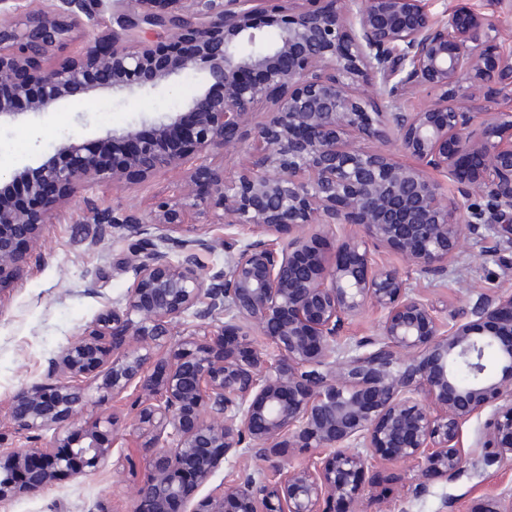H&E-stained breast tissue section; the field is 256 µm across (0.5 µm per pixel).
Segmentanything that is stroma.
Segmentation results:
<instances>
[{"mask_svg": "<svg viewBox=\"0 0 512 512\" xmlns=\"http://www.w3.org/2000/svg\"><path fill=\"white\" fill-rule=\"evenodd\" d=\"M425 10L445 19L465 7L492 20L498 44L512 53V0H423ZM200 85L185 74L157 92L137 97H110V114L95 110L90 101L66 104L43 120L0 126V173L23 165L38 166L64 141L82 142L112 130L136 126L141 117L161 112L179 97L186 84ZM184 176L183 169L161 171L145 181L92 183L71 195L55 219L43 225L39 247L25 264L21 278L0 290V442L24 449L31 442L16 433L9 416L14 395L24 386L43 381L51 360L77 339L83 328L122 302L131 274L117 261L138 245L122 231L99 236L87 216L122 206L149 212L155 201L171 196ZM374 261L401 270L411 290L423 299L458 310L479 294H512V265L480 253L476 238L462 241L444 277L407 269L402 257L387 249L373 251ZM85 405L78 417H114L116 446L106 464L86 475L62 477L46 488L24 493L0 504V512H137L136 488L152 466L156 451L134 448L135 422L128 400L105 395L96 384L84 387ZM483 426L474 418L463 427L462 445L472 456L454 476L423 482L412 462L372 463L366 476L363 512H470L477 500H512V460L486 456L475 442ZM426 483L425 492L412 496L411 487Z\"/></svg>", "mask_w": 512, "mask_h": 512, "instance_id": "1", "label": "stroma"}]
</instances>
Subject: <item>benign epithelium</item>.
Returning <instances> with one entry per match:
<instances>
[{
	"label": "benign epithelium",
	"instance_id": "benign-epithelium-1",
	"mask_svg": "<svg viewBox=\"0 0 512 512\" xmlns=\"http://www.w3.org/2000/svg\"><path fill=\"white\" fill-rule=\"evenodd\" d=\"M9 2L0 0V84L24 107L0 102V119L101 91L133 96L187 73L206 87L177 112L107 133L110 157L100 139L58 145L72 163L38 167L39 207L8 195L27 170L0 175L1 287L20 277L50 204L90 182L144 181L199 160L149 214L88 217L103 235L108 224L139 237L119 263L133 282L61 350L47 381L14 395L18 431L55 435L0 448L1 503L106 462L110 428L76 424L81 383L99 378L114 397L131 393L137 429L161 446L137 489L152 512L176 502L181 512H328L336 501L360 512L370 461L451 476L471 456L463 425L484 411L476 447L512 458V294H481L445 322L370 252L390 249L443 276L468 236L485 255L512 251V114L491 111L512 98V54L499 50L492 21L463 7L437 21L420 0H59L16 22L3 19ZM103 12L118 26L105 36L95 33ZM261 13L276 40L257 35ZM78 25L83 53L47 64ZM418 88L430 102L404 111ZM256 108L266 118L252 126ZM362 141H395L411 162ZM218 148L239 156L231 178L206 161ZM191 214L224 225L222 242L186 222ZM237 226L253 240L239 244ZM218 244L224 269L210 274L202 256ZM368 307L383 313L379 337L341 346ZM191 309L198 323L186 327ZM292 448L317 459L290 469ZM226 461L244 464L241 479L183 496L185 471L199 490Z\"/></svg>",
	"mask_w": 512,
	"mask_h": 512
}]
</instances>
